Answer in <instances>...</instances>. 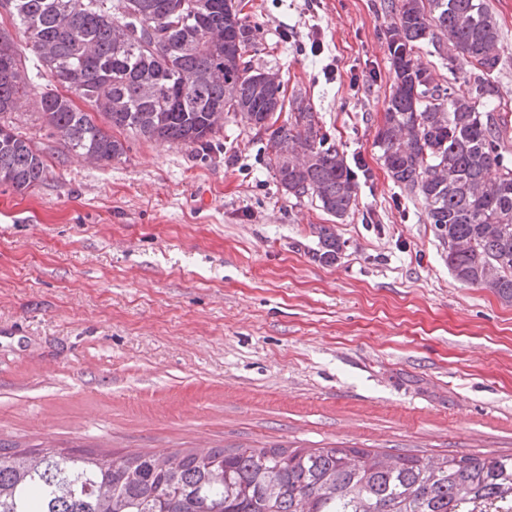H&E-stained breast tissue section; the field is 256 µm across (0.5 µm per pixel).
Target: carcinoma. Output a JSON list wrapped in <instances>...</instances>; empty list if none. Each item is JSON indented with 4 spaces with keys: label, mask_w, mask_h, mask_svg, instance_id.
I'll return each mask as SVG.
<instances>
[{
    "label": "carcinoma",
    "mask_w": 512,
    "mask_h": 512,
    "mask_svg": "<svg viewBox=\"0 0 512 512\" xmlns=\"http://www.w3.org/2000/svg\"><path fill=\"white\" fill-rule=\"evenodd\" d=\"M26 49L69 89L40 93L44 122L78 157L110 162L123 144L97 125L207 148L224 113L271 130L268 165L282 190L338 218L356 206L353 169L329 143L302 94L260 89L253 31L226 0H0ZM393 77L377 134L393 181L422 204L437 236L455 243L448 269L488 283L512 303V163L508 123L482 107L501 102L488 0H401L386 32ZM448 41V64L473 76L471 95L432 84L415 63L424 44ZM28 82L20 50L0 33V115ZM289 105L284 124L267 112ZM288 146L302 160H285ZM47 171L30 141L0 123V184L24 191ZM319 258L340 241L318 229ZM0 512H512V456L440 462L361 448H202L104 460L82 449L0 447Z\"/></svg>",
    "instance_id": "obj_1"
}]
</instances>
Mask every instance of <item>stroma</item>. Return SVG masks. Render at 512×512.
Listing matches in <instances>:
<instances>
[{
  "label": "stroma",
  "mask_w": 512,
  "mask_h": 512,
  "mask_svg": "<svg viewBox=\"0 0 512 512\" xmlns=\"http://www.w3.org/2000/svg\"><path fill=\"white\" fill-rule=\"evenodd\" d=\"M388 0H240L254 67L306 96L369 172L343 218L288 197L268 131L227 116L207 150L115 136L73 156L31 91L10 121L48 164L0 185V444L112 458L196 448L512 455V304L465 285L376 136ZM512 105V0H490ZM320 40L324 51L306 47ZM335 74L326 77L324 67ZM334 227L336 263L316 230Z\"/></svg>",
  "instance_id": "stroma-1"
}]
</instances>
